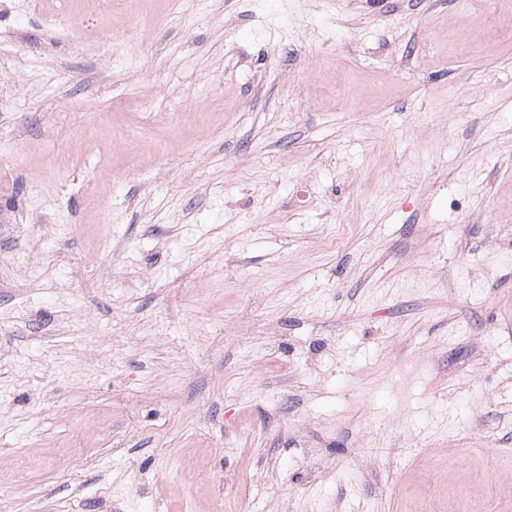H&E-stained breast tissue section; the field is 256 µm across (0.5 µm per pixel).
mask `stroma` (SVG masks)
I'll use <instances>...</instances> for the list:
<instances>
[{
	"instance_id": "35a3bbf8",
	"label": "stroma",
	"mask_w": 512,
	"mask_h": 512,
	"mask_svg": "<svg viewBox=\"0 0 512 512\" xmlns=\"http://www.w3.org/2000/svg\"><path fill=\"white\" fill-rule=\"evenodd\" d=\"M75 22L0 0V512H512V0Z\"/></svg>"
}]
</instances>
